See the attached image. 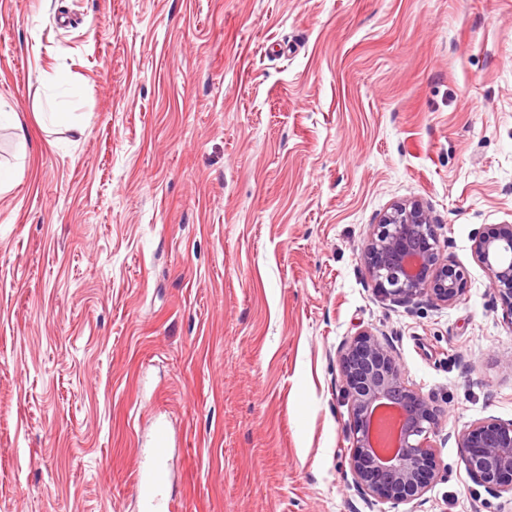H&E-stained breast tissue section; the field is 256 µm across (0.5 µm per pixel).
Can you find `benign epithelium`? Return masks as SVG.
I'll return each mask as SVG.
<instances>
[{
  "label": "benign epithelium",
  "mask_w": 512,
  "mask_h": 512,
  "mask_svg": "<svg viewBox=\"0 0 512 512\" xmlns=\"http://www.w3.org/2000/svg\"><path fill=\"white\" fill-rule=\"evenodd\" d=\"M438 228L417 200L394 204L374 226L364 247L365 265L394 304L425 299L448 307L466 293L464 271L444 255ZM472 253L512 324V224H496L475 236ZM337 358L353 487L364 500L393 509L420 500L440 474L431 435L441 409L408 383L385 336L360 331L339 346ZM457 447L473 482L496 496L512 495V420L476 421L458 434Z\"/></svg>",
  "instance_id": "obj_1"
}]
</instances>
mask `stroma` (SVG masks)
<instances>
[{
  "mask_svg": "<svg viewBox=\"0 0 512 512\" xmlns=\"http://www.w3.org/2000/svg\"><path fill=\"white\" fill-rule=\"evenodd\" d=\"M0 512H512L455 436L512 420L472 238L512 224V0H0ZM73 127L45 132V115ZM422 200L467 278L405 307L362 260ZM369 329L443 412L441 474L356 492L336 351ZM171 454L170 439L166 428H155L149 456L142 461L136 475V484L143 500L145 512H166L169 504L165 499L168 479L167 465Z\"/></svg>",
  "mask_w": 512,
  "mask_h": 512,
  "instance_id": "35a3bbf8",
  "label": "stroma"
}]
</instances>
